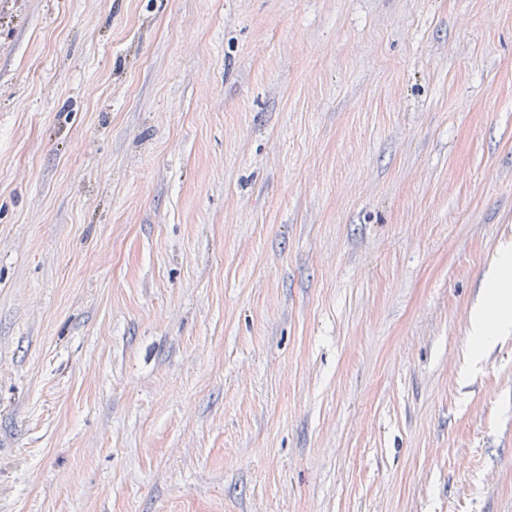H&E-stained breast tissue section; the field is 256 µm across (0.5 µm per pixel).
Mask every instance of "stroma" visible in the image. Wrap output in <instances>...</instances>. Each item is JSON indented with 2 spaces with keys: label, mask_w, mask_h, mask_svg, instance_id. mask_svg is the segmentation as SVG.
<instances>
[{
  "label": "stroma",
  "mask_w": 512,
  "mask_h": 512,
  "mask_svg": "<svg viewBox=\"0 0 512 512\" xmlns=\"http://www.w3.org/2000/svg\"><path fill=\"white\" fill-rule=\"evenodd\" d=\"M512 0H0V512H512ZM509 277L510 275L505 273L498 281L492 283L494 288L493 305L489 309L484 308L480 310L473 316L472 333L475 338H485L489 335L492 327L497 330L510 327L512 321V274L510 277V288L508 286Z\"/></svg>",
  "instance_id": "obj_1"
}]
</instances>
